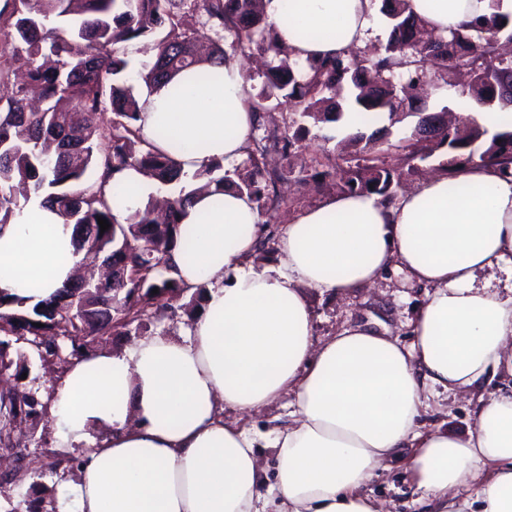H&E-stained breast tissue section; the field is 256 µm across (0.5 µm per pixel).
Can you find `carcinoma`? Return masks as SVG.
<instances>
[{
    "label": "carcinoma",
    "mask_w": 512,
    "mask_h": 512,
    "mask_svg": "<svg viewBox=\"0 0 512 512\" xmlns=\"http://www.w3.org/2000/svg\"><path fill=\"white\" fill-rule=\"evenodd\" d=\"M390 33L384 52L361 59L329 58L294 60L282 55L273 23L257 7V0H4L0 28L11 30V41L0 50V82L12 83L6 105L0 106V225L10 224L32 198L58 210L74 225L76 252L103 257L120 275L96 284L114 288L109 297L71 281L49 299L27 306V298L0 294V371L20 379L26 372V355L12 349V340L40 348L39 336L48 337L54 354L63 347L74 355L87 349L90 338L156 314V295L184 293L171 276L168 256L180 237V215L192 195L215 187L232 185L256 203L265 195L262 183L273 184L277 175L262 167L268 149L288 154L309 132L306 122L339 119L336 98L350 86L353 101L363 112L396 115L405 110L426 118L417 97V85L441 73L452 85L454 69L473 71L468 96L485 106L512 105V95H496L492 87L512 89V64L483 68L499 43L506 25L493 15L481 24L437 33L407 8V0H383ZM230 35L242 51L271 57L259 88H251L248 111L253 130L263 127L264 114L288 105L304 123L292 134L268 131L261 138L249 137L250 171L230 174L213 162L191 176L202 185L182 186L161 212L147 206L119 222L113 206L122 199L115 176L128 168L143 170L162 184L180 180V168L168 155L140 136L141 92L126 78V44L141 36H155V55L143 64L139 78L153 91L174 73L203 63L224 64L221 41ZM417 125L406 139L402 163L410 165L422 156L427 144L448 150V175L462 167L480 164L502 174L512 173V130L491 140L474 122L460 121L450 129L421 135ZM110 143L105 154L97 152L100 140ZM382 130L369 135H349L345 144L376 152ZM483 141V150L475 144ZM403 170H388L375 164L343 172L349 193L370 192L388 199ZM109 228L102 232L98 219ZM158 294H153V289ZM41 402L31 391L0 389V447L16 451V435L35 428Z\"/></svg>",
    "instance_id": "carcinoma-1"
}]
</instances>
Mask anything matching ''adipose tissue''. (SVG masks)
<instances>
[{
  "mask_svg": "<svg viewBox=\"0 0 512 512\" xmlns=\"http://www.w3.org/2000/svg\"><path fill=\"white\" fill-rule=\"evenodd\" d=\"M438 32L512 0H408ZM300 60L362 49L382 16L372 0H262ZM239 60L202 65L143 94L141 133L194 173L238 159L253 117ZM174 275L204 287L183 336L141 338L73 361L50 414L53 450L81 449L75 501L56 512H382L365 494L410 449L428 512H512V391L481 402L463 431L421 430L431 398L512 379V176L471 165L434 174L393 203L345 194L287 225L276 261L254 264L268 229L249 196L204 193L186 207ZM72 227L31 200L0 230V291L39 300L75 276ZM397 266L429 288L410 343L365 326L315 341L304 289L350 294ZM289 398L266 440L224 410ZM108 429L99 439L94 429ZM275 451L267 468L261 447Z\"/></svg>",
  "mask_w": 512,
  "mask_h": 512,
  "instance_id": "obj_1",
  "label": "adipose tissue"
}]
</instances>
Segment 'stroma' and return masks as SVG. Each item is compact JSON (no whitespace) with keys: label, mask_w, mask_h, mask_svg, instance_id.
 <instances>
[{"label":"stroma","mask_w":512,"mask_h":512,"mask_svg":"<svg viewBox=\"0 0 512 512\" xmlns=\"http://www.w3.org/2000/svg\"><path fill=\"white\" fill-rule=\"evenodd\" d=\"M415 123V117L406 113L396 120L386 116L375 118L376 127L389 130L388 146L374 154L351 153L344 160V167L355 169L371 164L386 168L398 166L405 139ZM346 135V129L338 124H322L301 142L298 155L293 161H279L281 180L277 188L285 202L278 210L265 211L260 216L261 221L268 223L270 232L255 258L256 263L276 259L285 227L299 214L341 195L339 179L330 173L334 163L331 151L334 139H341ZM304 294L312 316L315 339L322 340L336 335L351 325L367 324L403 343L410 341V323L426 298L425 288L409 280L405 273L393 266L385 270L375 287L361 288L348 296H335L309 288L305 289ZM198 310L197 296L190 293L183 295L173 300L170 309L159 311L157 316L147 318L142 329L130 326L114 330L112 335L93 341L91 348L96 352L104 349L117 351L147 335H179L191 326L193 316ZM27 355V377L22 380L21 385L36 391L42 402H49L66 364L58 358L39 355L33 349L28 350ZM506 387V382L495 379L484 382L469 396L432 399L422 421L429 428L440 425L454 429L465 428L473 420L479 398H490ZM53 434L52 418L44 416L28 443L29 455L22 469L0 481V487L8 490V499L18 512H25V501L31 494L33 485L47 487L56 497L67 496L72 492L75 471H55L49 467L53 460ZM365 491L371 497L381 500L386 512H421L418 502L420 493L410 479L406 456L396 458L388 469L378 470L366 485Z\"/></svg>","instance_id":"35a3bbf8"}]
</instances>
